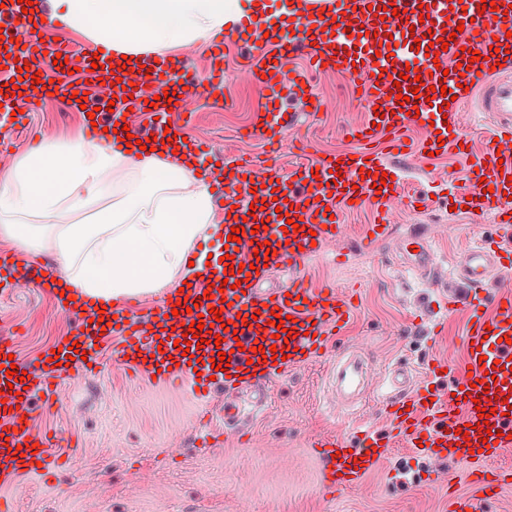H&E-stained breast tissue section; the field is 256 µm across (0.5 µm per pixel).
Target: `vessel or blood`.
<instances>
[{
	"label": "vessel or blood",
	"mask_w": 512,
	"mask_h": 512,
	"mask_svg": "<svg viewBox=\"0 0 512 512\" xmlns=\"http://www.w3.org/2000/svg\"><path fill=\"white\" fill-rule=\"evenodd\" d=\"M495 10H483L481 0H293L282 17L266 20L272 37L256 40L248 28L238 34L252 49L247 73L261 79L263 86L290 90L311 97L303 75L287 77L291 55H307L315 67H326L348 81H362L368 106L378 107L382 127L392 138L389 145L401 149L402 138L415 122H433L424 147H458L462 110L476 105L478 111L512 116V0H494ZM505 18H496V10ZM404 42L411 69L418 78L400 80L390 57L378 55L380 45L390 40ZM448 40L447 50L429 58L432 43ZM35 53L67 58L69 65L95 70L107 77L110 51L100 53L97 63L78 58L69 49H57L32 41ZM480 61H472V51ZM222 54H214L208 78H200L187 63H161L158 86L182 91L184 86L223 83ZM418 87L414 102L398 104V95H409ZM286 125L279 112L258 116L256 129L268 142L281 139ZM371 124L358 127L361 148L341 158H327L319 164L301 163L291 174L264 172L243 163L227 168L224 199L237 203V215L244 220L234 253L236 263L254 264L256 274L231 272L219 263L206 280L184 289L168 290L148 313L138 302H128L98 313L87 303L73 338L86 352L85 358H70L68 349L57 352V362L38 359L18 363V372L7 375L9 354L14 353L12 337L0 336V392L6 395L0 406V483L9 485L25 477L44 478L67 466L58 452L59 442L30 429V403L34 394L52 402L62 379L70 372L89 373L99 365L98 349L106 336L118 346L112 357L131 377L155 382L167 390L193 393L206 403L214 383L228 391H244L270 381L286 370L307 365L321 357L328 345L351 321L355 306L344 290L332 286L310 287L303 277L290 276L286 288L258 292L260 269L296 267L300 261L316 258L339 241L345 231L341 215L351 203L378 202L387 205L401 195L402 185L395 170L389 169L371 148ZM501 149H489L487 158H476L483 188L492 189L491 198L473 194L467 206L493 217L499 238L480 237L466 246L456 260L459 290L450 299L453 307L466 310V360L463 368L449 372L445 363L430 365L425 382L414 379L410 367L394 369L388 377L389 390L381 397L391 430L379 433L359 424L351 435H336L314 441L316 455L325 463L323 481L330 490L355 488L388 455L396 439L409 447L427 448L439 459H456L473 465L512 458V282L502 283L496 295H489L488 283L497 271L512 265V251L502 248L500 237L512 233V126ZM385 174L386 184L375 189L376 174ZM298 221L299 232H284L287 220ZM269 243L274 254L255 256L259 244ZM404 263L422 273L435 264L425 234L401 242ZM54 270L46 265L19 266L14 255L0 252V285L39 288L59 298L61 286ZM229 289H222V281ZM212 298H205L207 288ZM189 301L197 313L173 314L172 306ZM221 316H214V308ZM282 315V326L271 325L273 315ZM202 319L201 338L221 335L220 345L207 341L203 348L177 350L185 326ZM287 328L289 339L277 338L278 328ZM275 347L276 358L264 359L255 351ZM229 355L227 371L214 368L211 360L219 352ZM336 406L356 409L369 395L364 359L358 351L339 354L331 371ZM491 409L487 425H479L478 408ZM492 482L477 479L475 493L451 500L452 512H480L489 499Z\"/></svg>",
	"instance_id": "b4317fda"
}]
</instances>
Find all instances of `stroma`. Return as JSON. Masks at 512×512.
Segmentation results:
<instances>
[{
    "label": "stroma",
    "instance_id": "1",
    "mask_svg": "<svg viewBox=\"0 0 512 512\" xmlns=\"http://www.w3.org/2000/svg\"><path fill=\"white\" fill-rule=\"evenodd\" d=\"M20 35L55 39L89 57L96 50L85 32L56 19L22 29ZM218 43L224 52V85L211 96L188 95L182 107L167 113L177 135L215 147L220 165L267 159L283 174L304 159L315 162L358 150L344 133L366 117L357 89L346 88L335 73H318L313 86L326 106L313 116L303 100L273 94L242 71L237 39L205 36L193 43L185 57L198 75L208 73ZM271 105L295 115L276 148L252 132L256 114ZM500 123L493 112L465 113L462 155L421 153L426 129L407 131V153L398 159L403 192L424 198L422 209L393 202L384 209L367 205L345 213L344 237L336 247L347 253L346 262L327 255L298 265L313 283L346 289L356 315L322 360L274 378L265 395L240 399L238 421L224 420L223 386H216L210 398L211 423H202L191 394L176 395L132 379L110 363L109 341L102 345L108 361L100 373L64 380L51 406L33 397L34 427L62 438L70 463L45 482L0 485V499L10 512H448L450 491L470 489L464 462L436 461L417 449L395 447L362 486L327 495L321 485L323 464L311 444L348 432L357 419L382 433L390 429L375 397L354 412H337L329 373L339 351H361L379 384L398 365L410 366L420 378L437 360L453 369L463 365L467 318L443 302L457 289L455 262L474 240L471 227L481 224L488 235L495 228L490 216L473 220L451 212L448 201L476 191L466 174V158L488 151ZM84 127L83 113L54 95L30 111L23 124H1L0 140L19 156L38 143L64 145L83 138ZM383 220L393 226L391 237L371 255H361L356 241L362 227ZM435 224H455L461 231L437 236L431 232ZM418 232L429 235L438 287H428L399 261V243ZM76 324V316L60 314L38 289L0 293V332H16L20 360L39 357L72 335Z\"/></svg>",
    "mask_w": 512,
    "mask_h": 512
}]
</instances>
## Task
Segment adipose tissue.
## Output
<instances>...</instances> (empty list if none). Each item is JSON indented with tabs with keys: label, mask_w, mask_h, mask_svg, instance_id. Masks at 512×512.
Listing matches in <instances>:
<instances>
[{
	"label": "adipose tissue",
	"mask_w": 512,
	"mask_h": 512,
	"mask_svg": "<svg viewBox=\"0 0 512 512\" xmlns=\"http://www.w3.org/2000/svg\"><path fill=\"white\" fill-rule=\"evenodd\" d=\"M248 0H55L54 13L110 47L127 68L197 38L237 30ZM153 149L112 146L111 133L26 152L0 179V237L25 251L50 243L68 296L107 306L167 286L179 272L202 276L197 241L222 234L210 185L195 161L173 166ZM93 218L62 223L63 214Z\"/></svg>",
	"instance_id": "1"
}]
</instances>
